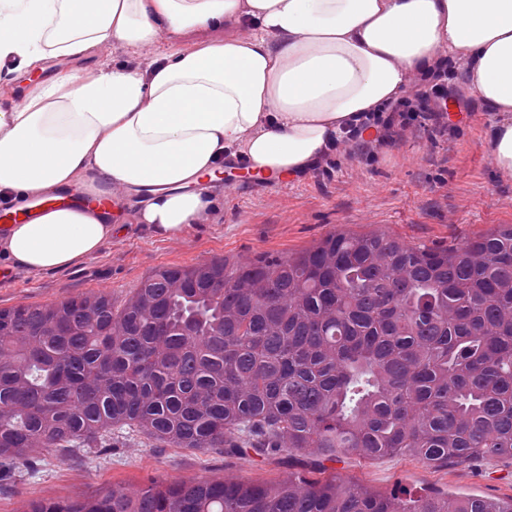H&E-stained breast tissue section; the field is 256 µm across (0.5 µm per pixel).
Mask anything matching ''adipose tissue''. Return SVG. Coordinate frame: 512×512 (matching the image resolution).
Returning <instances> with one entry per match:
<instances>
[{
    "instance_id": "obj_1",
    "label": "adipose tissue",
    "mask_w": 512,
    "mask_h": 512,
    "mask_svg": "<svg viewBox=\"0 0 512 512\" xmlns=\"http://www.w3.org/2000/svg\"><path fill=\"white\" fill-rule=\"evenodd\" d=\"M229 21L258 31L0 103V200L144 190L137 222L174 238L214 205L196 185L225 157L270 179L306 171L347 121L441 58L496 113L492 157L512 176V0H0V64L20 72ZM114 229L89 208H51L8 225L0 254L31 274L65 269Z\"/></svg>"
}]
</instances>
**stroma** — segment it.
<instances>
[{"mask_svg": "<svg viewBox=\"0 0 512 512\" xmlns=\"http://www.w3.org/2000/svg\"><path fill=\"white\" fill-rule=\"evenodd\" d=\"M252 33L244 24L228 22L217 29L165 34L144 46L110 41L85 58L69 60L68 68L91 80L112 66L137 68L144 60L202 41ZM456 85L472 109L463 112L449 105L450 122L456 127L452 135L410 128L375 157L338 151L283 188L225 186L217 192L215 205L179 237H163L131 220L96 256L63 270H11L1 257L0 308L58 303L90 291L110 293L121 303L158 267L191 266L214 257L231 265L263 254L286 257L334 231L379 230L411 245L435 248L512 224V177L497 172L490 153L492 115L465 78H457ZM325 466L326 475L383 493L404 488L415 495L434 490L452 496L512 498L508 457L434 469L411 456H347ZM287 470L279 455L228 458L125 440L98 454L60 458L43 453L37 466L25 472L0 469V512H26L33 501H69L112 485L137 489L153 479L169 483L198 477L271 482Z\"/></svg>", "mask_w": 512, "mask_h": 512, "instance_id": "obj_1", "label": "stroma"}]
</instances>
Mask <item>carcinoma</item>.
Returning a JSON list of instances; mask_svg holds the SVG:
<instances>
[{"mask_svg":"<svg viewBox=\"0 0 512 512\" xmlns=\"http://www.w3.org/2000/svg\"><path fill=\"white\" fill-rule=\"evenodd\" d=\"M127 432L226 456L512 458V224L426 248L332 232L287 258L222 257L107 292L0 308V464ZM27 512H512L331 476L151 481Z\"/></svg>","mask_w":512,"mask_h":512,"instance_id":"cac0c4a2","label":"carcinoma"}]
</instances>
